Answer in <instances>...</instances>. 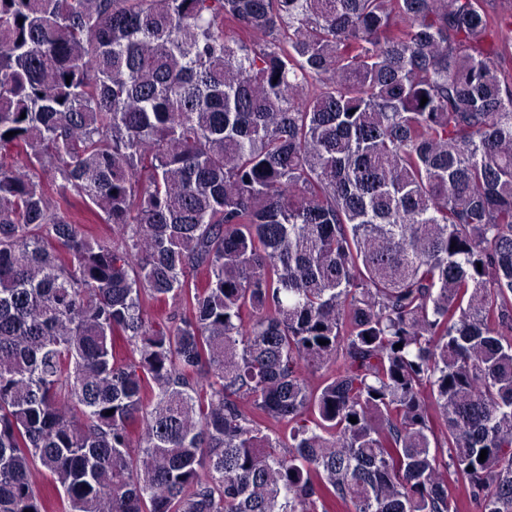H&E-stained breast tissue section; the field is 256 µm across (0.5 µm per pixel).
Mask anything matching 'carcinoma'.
I'll return each instance as SVG.
<instances>
[{
  "mask_svg": "<svg viewBox=\"0 0 512 512\" xmlns=\"http://www.w3.org/2000/svg\"><path fill=\"white\" fill-rule=\"evenodd\" d=\"M511 32L0 0V512H512Z\"/></svg>",
  "mask_w": 512,
  "mask_h": 512,
  "instance_id": "obj_1",
  "label": "carcinoma"
}]
</instances>
